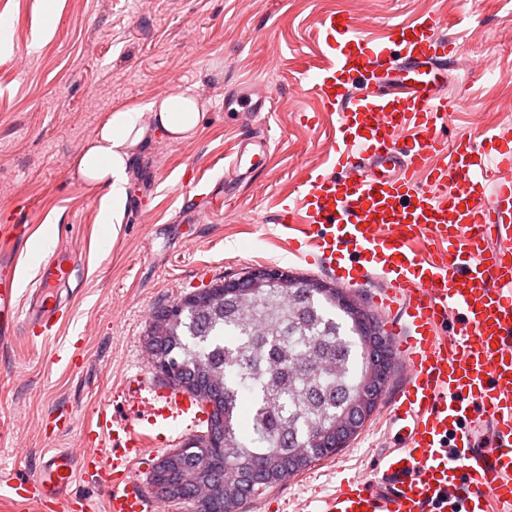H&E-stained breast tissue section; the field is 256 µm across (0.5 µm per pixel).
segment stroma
Returning <instances> with one entry per match:
<instances>
[{"instance_id": "1", "label": "stroma", "mask_w": 512, "mask_h": 512, "mask_svg": "<svg viewBox=\"0 0 512 512\" xmlns=\"http://www.w3.org/2000/svg\"><path fill=\"white\" fill-rule=\"evenodd\" d=\"M427 10L442 13L457 39L448 94L457 103L449 138L464 136L493 155L486 127L512 132V0H0V250L18 249L22 291L35 288L41 239L71 251L68 306L47 338L22 336L0 348V473L31 476L47 449L77 457L96 407L150 413L148 392L125 388L143 372L166 385L144 347L161 308L198 287L278 266L335 284L320 263L288 248L277 223L283 198L305 173L329 168L338 129L300 83L322 64L319 17L347 12L374 36ZM495 69H483L487 57ZM270 96L264 112L224 109L227 91ZM184 93L204 112L187 140L146 133L135 148L123 220L99 222L105 190L83 184L77 161L114 111ZM265 138V163L243 165L224 195L241 139ZM406 380L394 365L361 431L335 455L283 482L244 512H312L337 482L369 471L389 447L385 411Z\"/></svg>"}]
</instances>
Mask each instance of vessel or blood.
<instances>
[{"instance_id":"vessel-or-blood-1","label":"vessel or blood","mask_w":512,"mask_h":512,"mask_svg":"<svg viewBox=\"0 0 512 512\" xmlns=\"http://www.w3.org/2000/svg\"><path fill=\"white\" fill-rule=\"evenodd\" d=\"M324 65L302 80L324 111L337 117L333 171L310 170L281 226L301 219L297 247L328 266L344 287L369 275L388 282L376 309L398 308L386 330L407 374L388 420L396 447L371 475L340 481L315 512H512V137L490 127L493 159L470 140L449 141L456 103L438 71L456 49L441 13L429 10L392 27L380 41L350 15L320 18ZM266 95L237 92L225 107L259 112ZM426 252L414 249L417 236ZM72 253L57 249L40 267L26 318L17 291L0 279V347L20 322L48 333L66 286ZM149 418L119 420L108 406L94 415L90 439L112 447L73 461L46 453L39 475L11 480V497L56 512H166L132 487L135 466L163 442L173 423L205 422L194 397L156 394ZM104 479L105 504L74 492L76 475Z\"/></svg>"}]
</instances>
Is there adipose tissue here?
<instances>
[{
	"instance_id": "1",
	"label": "adipose tissue",
	"mask_w": 512,
	"mask_h": 512,
	"mask_svg": "<svg viewBox=\"0 0 512 512\" xmlns=\"http://www.w3.org/2000/svg\"><path fill=\"white\" fill-rule=\"evenodd\" d=\"M155 107V112L150 114L135 108L112 112L79 158V179L88 185L107 188L100 210L101 224L121 221L127 199L129 163L148 124H155L170 139L179 141L189 139L202 119L198 102L181 94L163 96Z\"/></svg>"
}]
</instances>
